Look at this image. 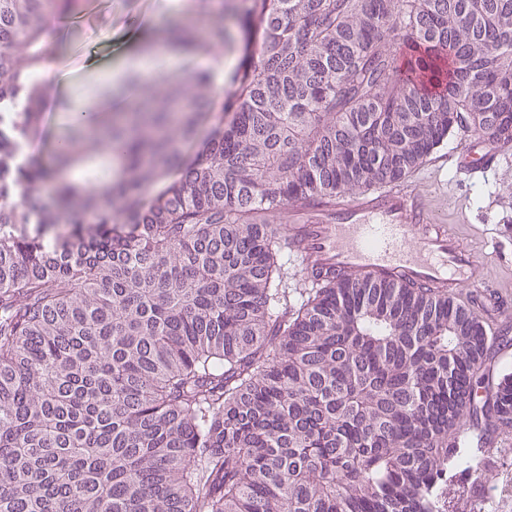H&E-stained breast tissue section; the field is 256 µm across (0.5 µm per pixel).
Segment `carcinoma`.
<instances>
[{
  "instance_id": "1",
  "label": "carcinoma",
  "mask_w": 512,
  "mask_h": 512,
  "mask_svg": "<svg viewBox=\"0 0 512 512\" xmlns=\"http://www.w3.org/2000/svg\"><path fill=\"white\" fill-rule=\"evenodd\" d=\"M78 2L0 0V512H448L461 426L512 432L506 336L446 288L329 272L288 302L280 216L451 132L511 144L512 0H185L166 33L209 69L154 64L161 100L136 71L19 161Z\"/></svg>"
}]
</instances>
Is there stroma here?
I'll return each instance as SVG.
<instances>
[{
    "instance_id": "stroma-1",
    "label": "stroma",
    "mask_w": 512,
    "mask_h": 512,
    "mask_svg": "<svg viewBox=\"0 0 512 512\" xmlns=\"http://www.w3.org/2000/svg\"><path fill=\"white\" fill-rule=\"evenodd\" d=\"M180 0H94L79 23L54 37L45 67L51 90L63 109L43 114L42 147L64 139L69 121L64 109L77 89L101 88L125 73L130 32L167 26ZM466 135L448 136L408 180L425 194L439 223L466 237L484 264L482 294L506 293L486 313L493 323L512 327V158L499 161L488 181H471L449 165V155L469 143ZM449 512H512V445L482 449L477 472L463 464L449 469Z\"/></svg>"
}]
</instances>
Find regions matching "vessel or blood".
<instances>
[{
	"label": "vessel or blood",
	"mask_w": 512,
	"mask_h": 512,
	"mask_svg": "<svg viewBox=\"0 0 512 512\" xmlns=\"http://www.w3.org/2000/svg\"><path fill=\"white\" fill-rule=\"evenodd\" d=\"M453 161L460 173L470 177L489 171L474 144ZM288 222L289 234L301 240L295 256L306 284L315 270H333L428 284L454 295L484 278L470 245L438 222L419 193L391 188L360 193L317 210L293 206Z\"/></svg>",
	"instance_id": "vessel-or-blood-1"
}]
</instances>
